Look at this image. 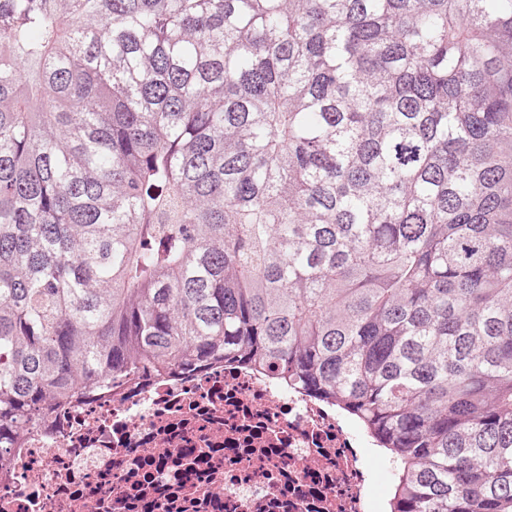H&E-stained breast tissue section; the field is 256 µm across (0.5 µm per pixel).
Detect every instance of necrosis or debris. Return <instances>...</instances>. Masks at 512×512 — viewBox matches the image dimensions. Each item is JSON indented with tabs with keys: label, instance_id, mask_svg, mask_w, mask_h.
<instances>
[{
	"label": "necrosis or debris",
	"instance_id": "1",
	"mask_svg": "<svg viewBox=\"0 0 512 512\" xmlns=\"http://www.w3.org/2000/svg\"><path fill=\"white\" fill-rule=\"evenodd\" d=\"M370 436L232 363L93 394L28 428L0 512H384Z\"/></svg>",
	"mask_w": 512,
	"mask_h": 512
}]
</instances>
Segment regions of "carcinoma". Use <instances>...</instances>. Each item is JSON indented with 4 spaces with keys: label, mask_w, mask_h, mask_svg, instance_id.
I'll return each instance as SVG.
<instances>
[{
    "label": "carcinoma",
    "mask_w": 512,
    "mask_h": 512,
    "mask_svg": "<svg viewBox=\"0 0 512 512\" xmlns=\"http://www.w3.org/2000/svg\"><path fill=\"white\" fill-rule=\"evenodd\" d=\"M220 361L512 512V0H0V469Z\"/></svg>",
    "instance_id": "1"
}]
</instances>
